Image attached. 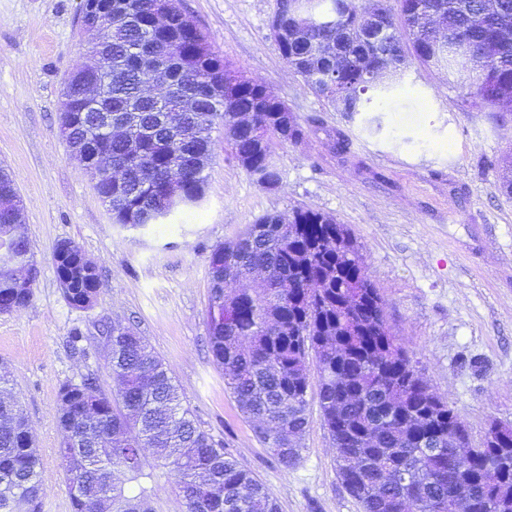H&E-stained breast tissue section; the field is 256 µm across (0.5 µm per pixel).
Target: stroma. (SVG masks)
Listing matches in <instances>:
<instances>
[{"instance_id":"obj_1","label":"stroma","mask_w":512,"mask_h":512,"mask_svg":"<svg viewBox=\"0 0 512 512\" xmlns=\"http://www.w3.org/2000/svg\"><path fill=\"white\" fill-rule=\"evenodd\" d=\"M82 0H0V167L23 200L38 275L30 303L0 314V367L15 382L43 462L41 512H71L58 467V393L93 370L111 390L103 325L132 324L170 366L201 429L269 489L279 512H363L336 467L311 405L300 460L284 467L255 436L209 347V259L267 212L308 206L344 224L385 303L391 333L431 390L480 445L490 423L512 426V199L497 165L512 153V117L465 104L454 74L410 61L372 93L369 111H334L291 73L268 20L273 0H182L212 51L261 80L305 131L279 151L283 183L268 191L211 134L200 206L160 224L124 226L59 132L64 81L81 65ZM76 242L102 289L71 308L55 248ZM80 329L84 354L66 340Z\"/></svg>"}]
</instances>
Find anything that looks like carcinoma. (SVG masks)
I'll use <instances>...</instances> for the list:
<instances>
[{
	"label": "carcinoma",
	"mask_w": 512,
	"mask_h": 512,
	"mask_svg": "<svg viewBox=\"0 0 512 512\" xmlns=\"http://www.w3.org/2000/svg\"><path fill=\"white\" fill-rule=\"evenodd\" d=\"M159 0H112V76L102 79L101 110L112 122L143 114L134 130L141 152L125 153L122 136L107 146L113 172L99 173L100 196L117 224H156L205 196L210 132L224 127L236 161L275 191L279 165L269 155L302 135L278 127L284 103L256 78L239 79L185 28L179 0L155 24ZM391 31L370 41L361 12L344 0H312L302 19L297 0H274L269 28L288 68L336 112H364L379 76L414 58L461 73L471 105L499 120L512 115V0H380ZM460 42L461 56L443 51ZM159 78L161 105L141 85ZM67 143L83 139L90 113L73 92ZM501 192L512 198V155L502 161ZM175 180L179 192L169 182ZM25 245L0 238V283L15 269L5 260ZM209 343L224 385L256 437L286 467L301 457L309 424V360L315 359L318 406L337 450L339 476L363 512H512V430L466 457L452 440L462 426L448 402L419 375L391 334L383 300L344 225L297 206L266 213L211 253ZM76 284L63 290L80 308L91 288L78 267L56 269ZM29 300L0 288V313ZM104 393L95 372L60 390L57 449L71 512H153L152 492L167 469L179 477L186 512H279L264 484L224 444L200 429L168 364L130 325L113 324ZM155 463L146 465L143 449ZM42 460L22 406L0 397V512H41Z\"/></svg>",
	"instance_id": "1"
}]
</instances>
